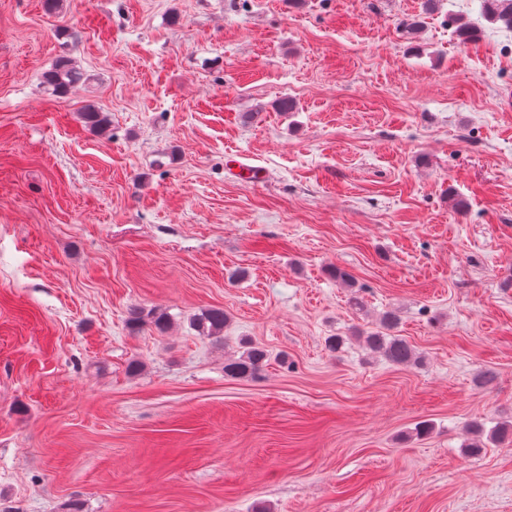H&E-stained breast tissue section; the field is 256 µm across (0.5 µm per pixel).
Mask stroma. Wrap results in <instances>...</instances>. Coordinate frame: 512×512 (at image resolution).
I'll use <instances>...</instances> for the list:
<instances>
[{
  "mask_svg": "<svg viewBox=\"0 0 512 512\" xmlns=\"http://www.w3.org/2000/svg\"><path fill=\"white\" fill-rule=\"evenodd\" d=\"M422 5L0 0V512H512V30ZM83 79V74L73 65L68 56L59 57L54 66L45 73L44 84L55 95L65 94ZM148 319L158 331H162L167 327L164 316L157 315L155 312L145 313L139 306H132L127 311L126 321L131 330H139ZM227 316L222 308H208L193 320L194 327L203 334L219 338L224 332ZM399 322L395 313H386L381 319V329L365 336L367 346L375 352L381 353L390 363L398 366H407L417 359L409 343L401 336L391 334ZM268 358V352L263 347L246 346L239 357L224 363V373L233 378L253 377L267 364Z\"/></svg>",
  "mask_w": 512,
  "mask_h": 512,
  "instance_id": "1",
  "label": "stroma"
}]
</instances>
